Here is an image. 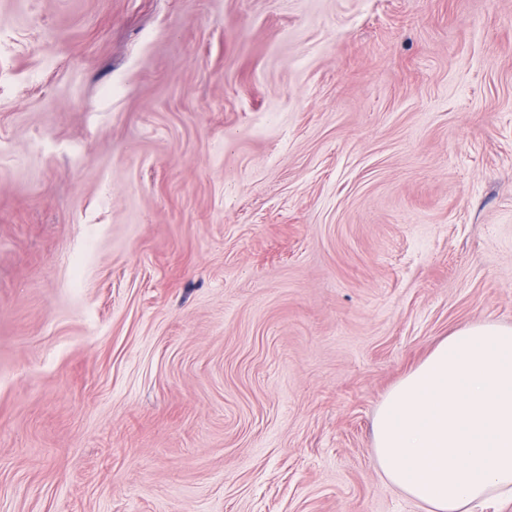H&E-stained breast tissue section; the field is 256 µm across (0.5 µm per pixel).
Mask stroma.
I'll list each match as a JSON object with an SVG mask.
<instances>
[{
  "instance_id": "stroma-1",
  "label": "stroma",
  "mask_w": 512,
  "mask_h": 512,
  "mask_svg": "<svg viewBox=\"0 0 512 512\" xmlns=\"http://www.w3.org/2000/svg\"><path fill=\"white\" fill-rule=\"evenodd\" d=\"M512 325V0H0V512H428L372 421Z\"/></svg>"
}]
</instances>
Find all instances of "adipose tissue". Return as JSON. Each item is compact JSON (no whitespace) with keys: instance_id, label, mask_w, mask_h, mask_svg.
<instances>
[{"instance_id":"1","label":"adipose tissue","mask_w":512,"mask_h":512,"mask_svg":"<svg viewBox=\"0 0 512 512\" xmlns=\"http://www.w3.org/2000/svg\"><path fill=\"white\" fill-rule=\"evenodd\" d=\"M372 432L384 475L429 512L512 502V325L452 331L387 393Z\"/></svg>"}]
</instances>
